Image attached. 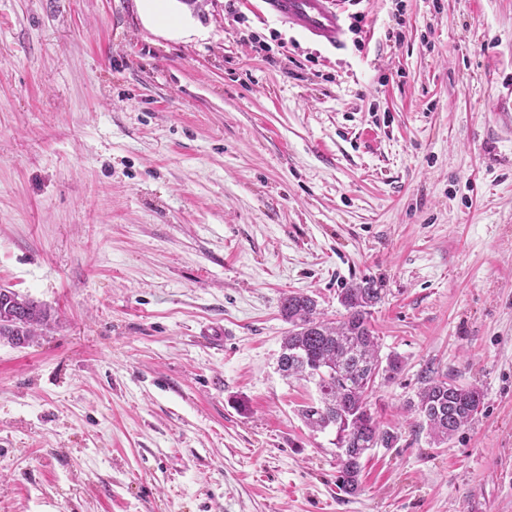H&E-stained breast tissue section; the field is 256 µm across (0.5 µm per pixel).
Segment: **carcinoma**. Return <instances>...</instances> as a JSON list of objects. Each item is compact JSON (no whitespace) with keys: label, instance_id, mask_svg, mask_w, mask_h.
Here are the masks:
<instances>
[{"label":"carcinoma","instance_id":"carcinoma-1","mask_svg":"<svg viewBox=\"0 0 512 512\" xmlns=\"http://www.w3.org/2000/svg\"><path fill=\"white\" fill-rule=\"evenodd\" d=\"M380 301V290L369 281L342 289V319L320 317L317 301L293 293L281 304L290 325L278 360L285 377L313 382L319 398L299 409L306 424L317 430L333 429L339 461L338 489L346 495L360 492L362 459L372 449L388 448L394 436L381 428L368 405V391L376 377L392 379L401 369L397 357L382 365L376 337L368 322L369 308ZM50 310L10 288H0V340L16 347L28 345L37 331L49 325ZM483 400L476 386H460L448 375H428L418 394L416 411L421 425L437 444L473 420Z\"/></svg>","mask_w":512,"mask_h":512}]
</instances>
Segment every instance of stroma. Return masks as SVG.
I'll list each match as a JSON object with an SVG mask.
<instances>
[{
	"instance_id": "obj_1",
	"label": "stroma",
	"mask_w": 512,
	"mask_h": 512,
	"mask_svg": "<svg viewBox=\"0 0 512 512\" xmlns=\"http://www.w3.org/2000/svg\"><path fill=\"white\" fill-rule=\"evenodd\" d=\"M0 0V512H512V0H343L319 44L262 0ZM373 281L394 436L336 488L288 294ZM430 371L481 388L434 444ZM50 310L10 288H0V340L16 347L28 345L49 325Z\"/></svg>"
}]
</instances>
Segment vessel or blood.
<instances>
[{"label":"vessel or blood","mask_w":512,"mask_h":512,"mask_svg":"<svg viewBox=\"0 0 512 512\" xmlns=\"http://www.w3.org/2000/svg\"><path fill=\"white\" fill-rule=\"evenodd\" d=\"M336 0H263L266 9L307 38L336 46L345 36L343 17Z\"/></svg>","instance_id":"b4317fda"}]
</instances>
